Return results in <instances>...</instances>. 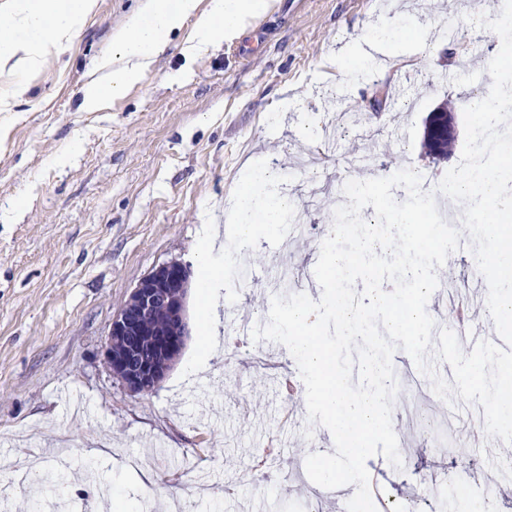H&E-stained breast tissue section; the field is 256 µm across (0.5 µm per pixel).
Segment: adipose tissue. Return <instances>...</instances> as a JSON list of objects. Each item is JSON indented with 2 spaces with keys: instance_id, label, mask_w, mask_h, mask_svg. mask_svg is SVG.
<instances>
[{
  "instance_id": "obj_1",
  "label": "adipose tissue",
  "mask_w": 512,
  "mask_h": 512,
  "mask_svg": "<svg viewBox=\"0 0 512 512\" xmlns=\"http://www.w3.org/2000/svg\"><path fill=\"white\" fill-rule=\"evenodd\" d=\"M97 0H8L0 11V71L33 75L63 50ZM271 0H149L147 8L130 16L114 41L112 52L99 62L102 80L88 85L83 99L86 111L122 97L140 79L163 50L166 39L189 17L197 22L192 33L194 49L213 42L238 40L251 21L266 14ZM279 194L273 183L258 187L250 181L235 194L237 219L232 239L235 249L249 247L260 226L255 213H276Z\"/></svg>"
}]
</instances>
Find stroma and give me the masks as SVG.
Wrapping results in <instances>:
<instances>
[{
	"label": "stroma",
	"instance_id": "35a3bbf8",
	"mask_svg": "<svg viewBox=\"0 0 512 512\" xmlns=\"http://www.w3.org/2000/svg\"><path fill=\"white\" fill-rule=\"evenodd\" d=\"M145 3L98 0L65 52L0 112V512H167L174 500L181 512H305V468L288 469L287 485L268 492L251 474L254 458L276 441L277 472L334 453L333 436L309 426L304 394L283 403L280 377L297 368L289 350L237 334L255 311H269L271 294L251 276L229 297L225 281L268 264L285 238L303 273L288 291L308 292L348 161L359 175L413 165L438 179L456 166L465 141L459 100L480 83H512L497 65L512 50L484 28L507 0L476 10L466 0H414L410 57L385 77L367 63L336 70L340 47L369 52L381 40L394 13L385 0H273L239 40L196 55L190 18L123 97L84 111L98 60ZM434 54L439 64L428 66ZM396 85L395 108L365 112L375 91ZM441 106L456 125L445 160L423 148L425 119ZM313 115L335 142L311 181L300 166L314 146L302 136ZM274 158L298 220L262 232L212 286L193 281L185 349L156 392L130 395L102 356L113 316L161 263L200 273L207 226L225 229L226 203ZM258 349L270 357L261 372ZM67 392L84 413H71ZM402 407L395 396L401 467L380 455L367 461L381 490L395 499L422 491L437 512H467L489 488L512 512V454L474 440L470 405L436 406L440 448L407 426ZM60 448L92 473L69 472L62 487L43 490Z\"/></svg>",
	"mask_w": 512,
	"mask_h": 512
}]
</instances>
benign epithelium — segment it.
<instances>
[{"label": "benign epithelium", "mask_w": 512, "mask_h": 512, "mask_svg": "<svg viewBox=\"0 0 512 512\" xmlns=\"http://www.w3.org/2000/svg\"><path fill=\"white\" fill-rule=\"evenodd\" d=\"M452 133L448 113L429 114L428 142L439 141ZM190 276V266L179 261L157 266L138 281L112 318L104 360L128 393L145 395L155 391L168 372L167 357L183 350L188 338L186 320H181L171 336L157 335L154 320L175 309L184 310Z\"/></svg>", "instance_id": "obj_1"}]
</instances>
